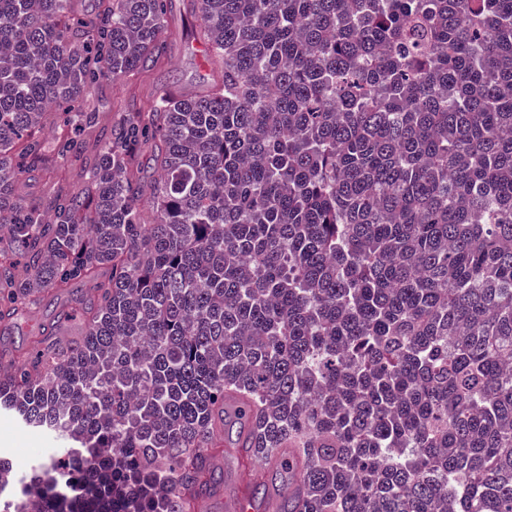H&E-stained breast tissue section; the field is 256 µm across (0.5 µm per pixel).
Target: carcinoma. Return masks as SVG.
<instances>
[{"instance_id": "cac0c4a2", "label": "carcinoma", "mask_w": 512, "mask_h": 512, "mask_svg": "<svg viewBox=\"0 0 512 512\" xmlns=\"http://www.w3.org/2000/svg\"><path fill=\"white\" fill-rule=\"evenodd\" d=\"M98 2L0 0V331L91 288L0 345L29 512H191L231 419L270 512H512V0H193L205 94L90 112L166 59ZM40 427L22 425L10 412H0V453L16 464L29 466L37 458L54 451L55 441Z\"/></svg>"}]
</instances>
